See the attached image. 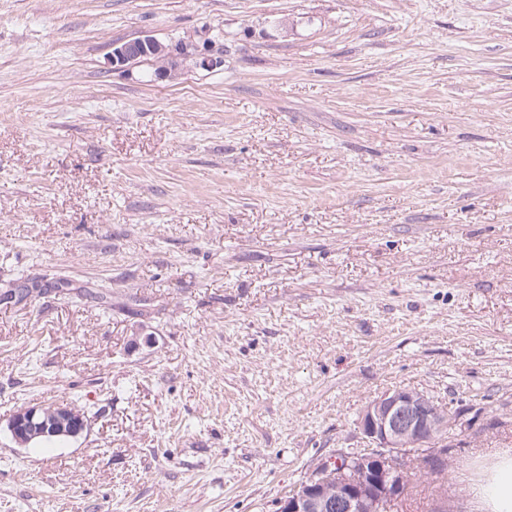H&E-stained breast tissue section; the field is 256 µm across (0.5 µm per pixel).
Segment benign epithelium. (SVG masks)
<instances>
[{
  "mask_svg": "<svg viewBox=\"0 0 512 512\" xmlns=\"http://www.w3.org/2000/svg\"><path fill=\"white\" fill-rule=\"evenodd\" d=\"M154 57L160 80L173 79L193 69L213 70L223 59L213 53L212 39L165 44L152 36L112 45V68L119 70ZM458 412L433 397L414 390H394L370 401L358 419V430L368 448L336 452L309 481L294 489L285 504L288 512H390L393 492L401 489L414 466L447 461L458 426ZM90 425L87 412L71 405L19 409L8 422L18 445L33 436L82 435Z\"/></svg>",
  "mask_w": 512,
  "mask_h": 512,
  "instance_id": "7a95c632",
  "label": "benign epithelium"
}]
</instances>
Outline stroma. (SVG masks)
<instances>
[{
  "mask_svg": "<svg viewBox=\"0 0 512 512\" xmlns=\"http://www.w3.org/2000/svg\"><path fill=\"white\" fill-rule=\"evenodd\" d=\"M215 37L174 81L113 43ZM0 512H277L366 404L512 453V0H0ZM105 288L111 311L52 288ZM91 427L17 446L22 406Z\"/></svg>",
  "mask_w": 512,
  "mask_h": 512,
  "instance_id": "stroma-1",
  "label": "stroma"
}]
</instances>
